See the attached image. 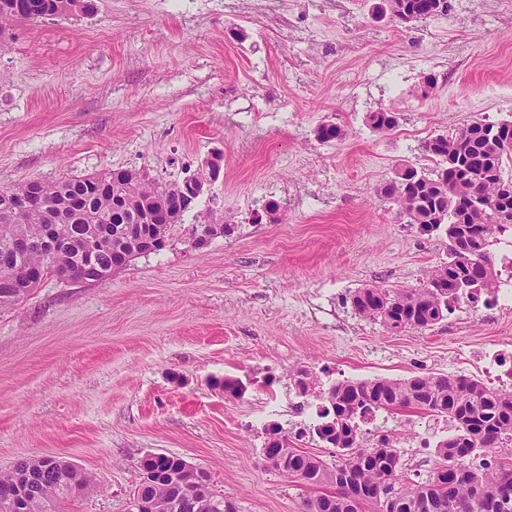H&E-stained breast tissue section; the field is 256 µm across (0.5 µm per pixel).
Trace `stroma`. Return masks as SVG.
Listing matches in <instances>:
<instances>
[{
  "label": "stroma",
  "mask_w": 512,
  "mask_h": 512,
  "mask_svg": "<svg viewBox=\"0 0 512 512\" xmlns=\"http://www.w3.org/2000/svg\"><path fill=\"white\" fill-rule=\"evenodd\" d=\"M448 4L400 24L381 0H97L0 31V188L112 169L171 184L213 161L185 221L234 228L201 250L176 236L103 282L46 278L0 313V470L60 457L93 476L60 512H130L142 460L176 455L237 512H302L308 489L264 464L267 425L327 460L303 430L322 390L479 378L512 351L511 312L460 304L392 332L351 304L423 287L447 256L444 232L406 223L379 187L430 172L429 138L512 120V0ZM384 109L398 123L373 131ZM330 123L343 138L319 139ZM301 368L317 377L305 395ZM428 420L380 413L362 443L398 433L404 468L427 475Z\"/></svg>",
  "instance_id": "obj_1"
}]
</instances>
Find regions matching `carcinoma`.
I'll list each match as a JSON object with an SVG mask.
<instances>
[{
	"label": "carcinoma",
	"instance_id": "1",
	"mask_svg": "<svg viewBox=\"0 0 512 512\" xmlns=\"http://www.w3.org/2000/svg\"><path fill=\"white\" fill-rule=\"evenodd\" d=\"M76 0H29L30 21L44 16L76 13ZM390 15L401 13L419 21L448 11V0H384ZM369 126L379 132L393 129L395 113L384 110L368 115ZM500 135L492 137L489 129ZM435 160L432 173L404 182L397 176L381 188L409 224L428 231L444 230L447 259L438 264L422 288H363L352 297L358 314L378 319L387 329L426 328L448 314L450 304L475 303L497 287L498 272L491 247L497 235L512 229V196L501 198L500 185L512 184V121H473L455 133L439 134L424 144ZM102 187L90 188V178L51 183L28 181L0 190V207L8 199L37 189L61 214L52 233L55 245L44 255L34 249L10 262L0 261V312L20 301L12 287L17 275L29 268L63 269L78 273V248L87 237L95 239L96 262L104 270L125 253L127 233L152 232L159 248L195 208L189 199L172 224H141L155 213L167 185L149 180L138 171L114 170L95 176ZM47 220L34 210L9 222L0 231V251L11 238L44 236ZM323 417L317 437L336 449V460L288 447V439L271 441L284 466L296 473L306 488L316 491L303 502V512H512V391L486 386L475 377L428 373L406 379L344 380L324 392ZM413 408L453 419L455 433L437 442L435 464L429 475L415 480L405 470L393 432L381 433L373 447L360 442L357 419L368 411L392 412ZM39 472L44 488L25 505V512H55L63 499L80 496L91 478L83 468L57 457L25 461ZM155 479L143 487L159 504L174 497L172 487L184 483L183 492L204 504L200 512H235L224 495L189 481L181 458L161 454L151 461Z\"/></svg>",
	"mask_w": 512,
	"mask_h": 512
}]
</instances>
